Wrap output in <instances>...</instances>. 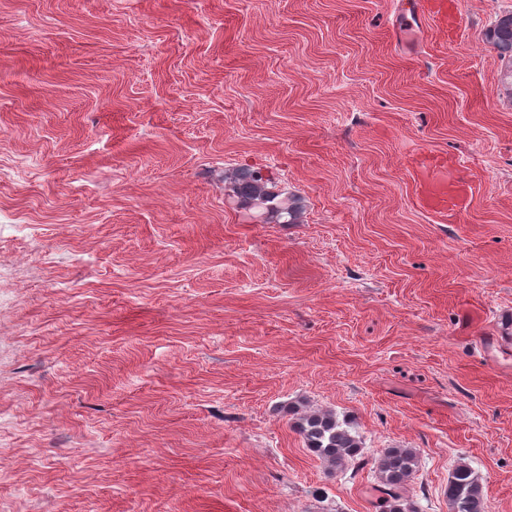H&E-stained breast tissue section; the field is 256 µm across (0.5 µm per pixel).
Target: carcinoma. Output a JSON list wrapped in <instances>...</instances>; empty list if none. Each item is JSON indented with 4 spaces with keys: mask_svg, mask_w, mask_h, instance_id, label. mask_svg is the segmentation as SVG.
Listing matches in <instances>:
<instances>
[{
    "mask_svg": "<svg viewBox=\"0 0 512 512\" xmlns=\"http://www.w3.org/2000/svg\"><path fill=\"white\" fill-rule=\"evenodd\" d=\"M496 51L504 70L501 86L512 95V10L496 15L484 33ZM224 196L261 224H298L303 214L302 197L278 191L272 178L259 169L228 170L224 175ZM306 448L338 471L347 465L362 466V443L345 419L325 411L305 413L293 423ZM417 455L411 448H388L373 461L383 490L384 512H406L404 500L416 471ZM449 512H486L485 486L466 463L457 464L445 489Z\"/></svg>",
    "mask_w": 512,
    "mask_h": 512,
    "instance_id": "obj_1",
    "label": "carcinoma"
}]
</instances>
